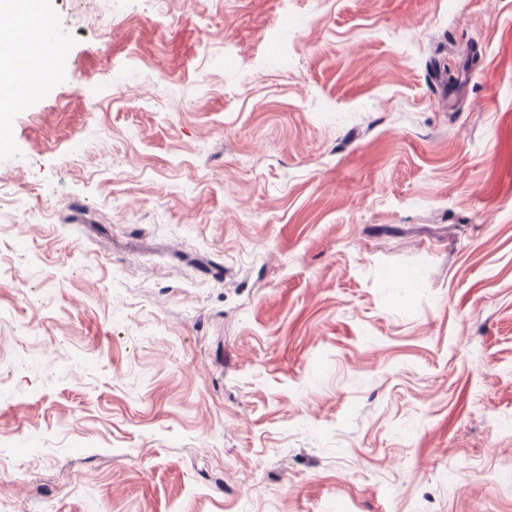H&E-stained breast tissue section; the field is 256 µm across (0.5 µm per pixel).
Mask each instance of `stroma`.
<instances>
[{"label": "stroma", "mask_w": 512, "mask_h": 512, "mask_svg": "<svg viewBox=\"0 0 512 512\" xmlns=\"http://www.w3.org/2000/svg\"><path fill=\"white\" fill-rule=\"evenodd\" d=\"M33 24L0 512H512V0Z\"/></svg>", "instance_id": "stroma-1"}]
</instances>
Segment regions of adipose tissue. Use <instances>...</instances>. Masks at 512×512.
I'll return each mask as SVG.
<instances>
[{
	"label": "adipose tissue",
	"mask_w": 512,
	"mask_h": 512,
	"mask_svg": "<svg viewBox=\"0 0 512 512\" xmlns=\"http://www.w3.org/2000/svg\"><path fill=\"white\" fill-rule=\"evenodd\" d=\"M41 0H0V70L5 75L17 77L25 75L36 78L43 71L46 55L42 50L39 34H30L26 45L27 65H20L10 46L14 44V29L24 18L40 13Z\"/></svg>",
	"instance_id": "obj_1"
}]
</instances>
